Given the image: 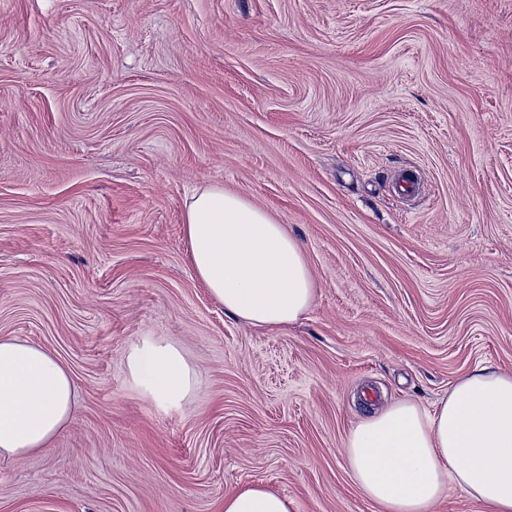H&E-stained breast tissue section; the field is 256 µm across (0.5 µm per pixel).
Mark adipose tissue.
<instances>
[{
    "instance_id": "1",
    "label": "adipose tissue",
    "mask_w": 512,
    "mask_h": 512,
    "mask_svg": "<svg viewBox=\"0 0 512 512\" xmlns=\"http://www.w3.org/2000/svg\"><path fill=\"white\" fill-rule=\"evenodd\" d=\"M185 235L197 277L226 311L254 326L299 320L315 288L297 239L264 209L220 185L185 203ZM133 386L163 407H180L196 376L174 346L150 339L129 355ZM74 383L46 349L0 339V454L16 460L48 450L68 424ZM344 456L365 496L383 512H432L447 484L484 512H512V374L479 364L433 410L403 400L370 413L346 437ZM261 485L224 497V512H296Z\"/></svg>"
}]
</instances>
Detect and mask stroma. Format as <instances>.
I'll use <instances>...</instances> for the list:
<instances>
[{
    "label": "stroma",
    "instance_id": "stroma-1",
    "mask_svg": "<svg viewBox=\"0 0 512 512\" xmlns=\"http://www.w3.org/2000/svg\"><path fill=\"white\" fill-rule=\"evenodd\" d=\"M206 184L302 245L297 323L195 275ZM0 338L76 385L47 452L0 456V512H222L250 484L381 512L351 426L512 373V0H0ZM145 339L184 352L189 404L133 388Z\"/></svg>",
    "mask_w": 512,
    "mask_h": 512
}]
</instances>
